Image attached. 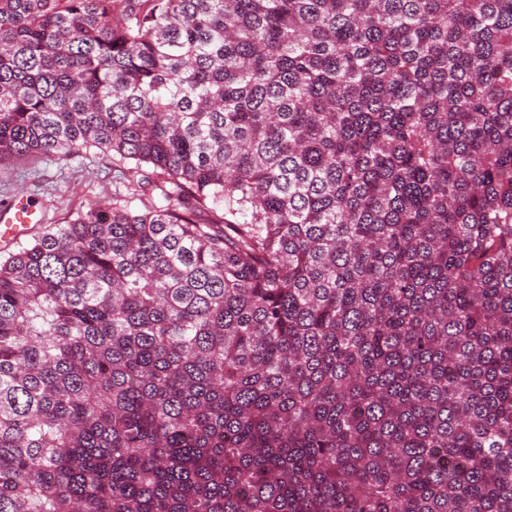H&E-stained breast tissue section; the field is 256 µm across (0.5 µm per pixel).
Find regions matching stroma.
<instances>
[{"instance_id":"obj_1","label":"stroma","mask_w":512,"mask_h":512,"mask_svg":"<svg viewBox=\"0 0 512 512\" xmlns=\"http://www.w3.org/2000/svg\"><path fill=\"white\" fill-rule=\"evenodd\" d=\"M138 179L134 163L118 161L95 148L79 157H35L0 165V206L28 195L42 217L41 223L29 225L12 242L0 241V260L55 225L70 222L95 203L130 193L133 207H141L153 193L148 189L136 191Z\"/></svg>"}]
</instances>
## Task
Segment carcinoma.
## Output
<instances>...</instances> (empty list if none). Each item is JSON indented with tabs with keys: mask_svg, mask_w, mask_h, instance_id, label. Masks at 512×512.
Here are the masks:
<instances>
[{
	"mask_svg": "<svg viewBox=\"0 0 512 512\" xmlns=\"http://www.w3.org/2000/svg\"><path fill=\"white\" fill-rule=\"evenodd\" d=\"M90 148L0 512H512V0H0V164Z\"/></svg>",
	"mask_w": 512,
	"mask_h": 512,
	"instance_id": "obj_1",
	"label": "carcinoma"
}]
</instances>
